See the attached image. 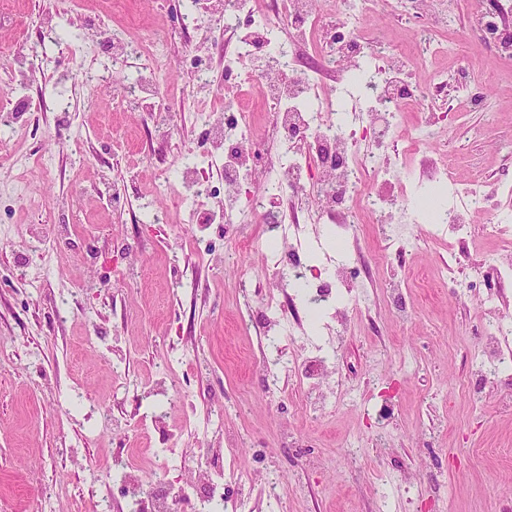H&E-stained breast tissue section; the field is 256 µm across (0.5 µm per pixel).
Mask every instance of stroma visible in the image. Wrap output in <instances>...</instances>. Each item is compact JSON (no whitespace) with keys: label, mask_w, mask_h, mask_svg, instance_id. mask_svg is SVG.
<instances>
[{"label":"stroma","mask_w":512,"mask_h":512,"mask_svg":"<svg viewBox=\"0 0 512 512\" xmlns=\"http://www.w3.org/2000/svg\"><path fill=\"white\" fill-rule=\"evenodd\" d=\"M473 0H446L457 46L423 56L407 18L384 12L368 26L387 52L415 68L474 64L489 81L490 110L453 102L442 123L448 161L464 179H512L498 143L512 138V60L498 58L473 31ZM209 17L208 25L195 22ZM216 0H0V106L15 108L12 136L30 155H53L49 170L0 162V512H79L90 499L128 512L124 489L94 481L117 452L133 456L140 485L195 479L207 490L221 473L237 474L224 494L246 490L254 512H512V387H485L477 407L465 396L470 356L483 315L467 298L431 277L445 241L410 260L406 301L396 319L381 295L369 314L350 312L347 335L323 311L316 334L334 342L348 385L365 407L331 416L303 413V392L290 375L270 394L262 367L275 355L268 312L237 281H264L263 224L244 249L223 224H185L167 197L164 221L139 207L187 152L205 148L197 110L224 107L219 62L235 41H214ZM62 30L45 42L48 64L28 78L21 57L29 36ZM162 38L178 57H211L210 87L171 71L165 92L185 110L170 113L178 148L158 133L163 118L115 104L140 75L137 62L112 68V38ZM111 82L88 99L87 76ZM27 181L42 205L16 194ZM35 250H25V243ZM413 355L415 374L400 359ZM358 439L357 451L347 442ZM178 445L165 470L154 455Z\"/></svg>","instance_id":"stroma-1"}]
</instances>
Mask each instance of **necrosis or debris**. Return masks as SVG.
Here are the masks:
<instances>
[{
  "mask_svg": "<svg viewBox=\"0 0 512 512\" xmlns=\"http://www.w3.org/2000/svg\"><path fill=\"white\" fill-rule=\"evenodd\" d=\"M274 9L260 0H226L224 27L239 38L224 53V89L233 91L245 82L261 81L267 100L275 103L273 127L280 143L279 166L267 188L257 186L261 142L250 111L236 108L225 113L224 124L212 128L207 113L196 115L209 143L200 162L185 164L176 177H162L158 196L182 193L189 219L201 222L209 214L210 200L223 198L222 220L237 230L265 219L273 243L265 255L274 282L265 299L272 315L273 343L305 345L302 357L286 356L273 363L267 383L280 388V370H288L307 400L304 408L323 416L359 403L358 393L338 386L322 391L320 381L335 363L325 344L315 337L297 335L303 321L296 309L299 296L319 308L334 304L344 289L353 288L346 263L319 270L305 262L309 246L306 227L328 220L341 232L354 230L358 210L372 214L379 225L382 261L406 267L411 257L430 243L448 241V258L435 279L457 284L461 258L478 260L477 271L487 289L479 297L486 310L485 334L471 356L472 369L484 380H512V318L495 314L500 288L512 279V264L479 261L471 245L476 236L472 217L494 212L498 224L512 222V183L487 179L460 182L448 164L447 153L427 151L440 131L438 115L447 109L448 95L462 98L469 108L488 105L484 82L472 65L431 71L414 79L406 62L384 58L367 38L364 24L381 12H400L404 0H274ZM309 46L313 58L328 59L348 72L371 65L370 77L358 92L326 96L317 68L299 67L297 44ZM142 62L143 76L136 93L162 99V81L177 66L166 43L124 46L113 54L114 66H124L129 55ZM426 106L429 114L417 126L402 131L401 118L409 109ZM425 164L427 177L448 192L441 218L429 229L414 234L397 223L394 205L409 201L403 172L413 163ZM304 197L310 215L289 207L278 213L265 209L267 193Z\"/></svg>",
  "mask_w": 512,
  "mask_h": 512,
  "instance_id": "4bbe7bcc",
  "label": "necrosis or debris"
}]
</instances>
